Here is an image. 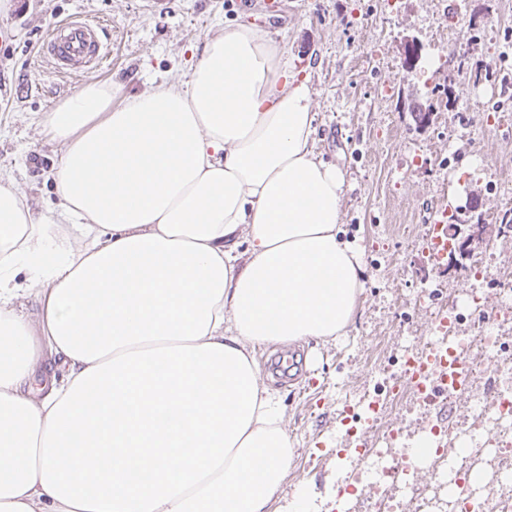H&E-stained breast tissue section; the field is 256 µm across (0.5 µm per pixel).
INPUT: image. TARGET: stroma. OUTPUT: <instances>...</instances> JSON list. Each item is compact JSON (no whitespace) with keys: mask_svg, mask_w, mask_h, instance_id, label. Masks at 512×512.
Listing matches in <instances>:
<instances>
[{"mask_svg":"<svg viewBox=\"0 0 512 512\" xmlns=\"http://www.w3.org/2000/svg\"><path fill=\"white\" fill-rule=\"evenodd\" d=\"M10 0L0 15V174L10 176L36 217L57 220L53 172L61 149L42 134L49 112L86 80L118 87L112 100L181 81L207 37L247 23L267 30L288 65L309 80L316 151L344 173V237L359 247L364 288L345 335L310 337L258 350L261 377L282 401L292 448L267 512H290L298 493L309 512H346L340 498L352 467L364 465L342 421L346 397L379 382L378 369L406 348H426L432 285L463 289L470 262L446 268L424 254L427 215L436 203L477 196L497 249L492 268L512 260V196L493 192L512 177V98L473 86L476 73L512 82V0H462L441 21V0ZM99 24L109 50L89 78L56 72L40 55L59 21ZM453 168H445L446 158ZM483 412L457 400L446 412L413 404L394 411L403 430L397 453L432 426L468 427Z\"/></svg>","mask_w":512,"mask_h":512,"instance_id":"35a3bbf8","label":"stroma"}]
</instances>
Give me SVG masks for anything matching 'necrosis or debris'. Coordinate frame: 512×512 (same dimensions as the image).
I'll use <instances>...</instances> for the list:
<instances>
[{
  "instance_id": "1",
  "label": "necrosis or debris",
  "mask_w": 512,
  "mask_h": 512,
  "mask_svg": "<svg viewBox=\"0 0 512 512\" xmlns=\"http://www.w3.org/2000/svg\"><path fill=\"white\" fill-rule=\"evenodd\" d=\"M474 283L465 296L449 292L446 299L434 306L435 321L439 325L443 343L460 349L468 358L469 383L462 387H451L450 398H477L485 407L480 422L462 430L439 429L442 448L437 449L439 459L448 463V483L453 490L447 501H440L432 495L429 488L412 485L410 499H403L392 493L385 480L387 474L383 464L384 449L374 453L372 466L367 470L352 472L354 481H372L376 492L371 501L366 502L367 512H405L408 500H415L418 512H483L492 508L493 512H512V479L508 471L512 470V385L498 386L485 395H477L472 383L479 371V359L485 355L496 356L502 373L512 376V355L508 354L502 336L494 330L477 326L470 331H462L461 325L470 310L480 309L487 287L497 289L501 305L498 315L503 319L512 318V283L494 277L489 271L486 259H478L473 265ZM486 443L493 447V467L485 483L467 485L466 477L471 470L467 457L448 452V444L473 445ZM468 486L467 497L456 493L457 487Z\"/></svg>"
}]
</instances>
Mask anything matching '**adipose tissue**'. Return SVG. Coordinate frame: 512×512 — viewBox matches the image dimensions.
<instances>
[{"label": "adipose tissue", "mask_w": 512, "mask_h": 512, "mask_svg": "<svg viewBox=\"0 0 512 512\" xmlns=\"http://www.w3.org/2000/svg\"><path fill=\"white\" fill-rule=\"evenodd\" d=\"M115 94L88 83L42 124L61 223L0 178V512H265L290 450L255 349L351 324L344 175L265 30Z\"/></svg>", "instance_id": "adipose-tissue-1"}]
</instances>
